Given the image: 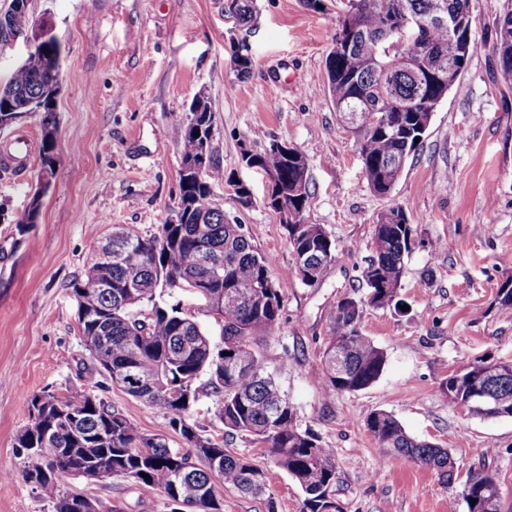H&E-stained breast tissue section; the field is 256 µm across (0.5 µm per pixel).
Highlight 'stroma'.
<instances>
[{"label": "stroma", "instance_id": "1", "mask_svg": "<svg viewBox=\"0 0 512 512\" xmlns=\"http://www.w3.org/2000/svg\"><path fill=\"white\" fill-rule=\"evenodd\" d=\"M348 0H256V16L235 26L226 0H31L63 49L56 100L59 162L37 224L15 221L38 183L41 117L28 113L0 130V142L31 139V168L18 180L0 169V512H51L25 481L15 446L40 391L87 390L92 360L85 349L70 285L91 265L100 242L121 227L158 234L179 201L180 126L192 100L204 96L213 115L212 150L224 171L214 198L237 217L270 277L286 285L280 323L265 336L268 370L295 407L301 427L333 449L336 498L344 512H467L469 473L495 475L512 512V417L464 414L443 382L470 362H512V311L497 290L512 280V88L496 72V22L507 0H470L472 33L481 46L434 112L417 155L394 196L416 241L405 259L404 311L364 305L361 329L387 356L382 375L356 393L325 395L319 384L329 318L340 297H364L361 271L374 224L387 206L371 190L355 134L328 93L325 58ZM254 62L238 76L234 42ZM297 147L309 167L306 221L321 225L340 256L326 278L300 282L280 214L267 207L269 180L245 166L242 148L271 142ZM251 192L242 205L237 185ZM143 433L182 439L159 409L109 380L96 390ZM384 410L413 438L448 449L457 478L447 485L430 469L386 455L366 429ZM194 418L206 435L268 470L263 497L218 486L223 512H300L304 495L273 468L259 442L229 436L203 399ZM109 512H169L156 490L122 478L110 484L65 478Z\"/></svg>", "mask_w": 512, "mask_h": 512}]
</instances>
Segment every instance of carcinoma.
Here are the masks:
<instances>
[{"label":"carcinoma","instance_id":"carcinoma-1","mask_svg":"<svg viewBox=\"0 0 512 512\" xmlns=\"http://www.w3.org/2000/svg\"><path fill=\"white\" fill-rule=\"evenodd\" d=\"M359 2L354 24L362 35L350 50H339L346 30L351 2ZM3 17L8 30L26 35L35 26L31 7L25 5ZM230 16L245 26L253 18L254 0H233ZM347 14L339 19L331 50L325 58L329 96L336 111L350 106L359 113L357 147L368 183L374 193L389 199L385 211L403 212L392 199L401 171L390 167L392 159H408L419 150L415 138L424 137L431 113L447 97L463 67L478 52L472 39L470 0H348ZM459 18L458 39L469 42L468 51L448 65L453 36L448 27L432 23L419 36L382 41L381 24L391 19L400 24L403 14L429 18L438 6ZM62 50L54 37L29 53L24 65L0 83V111L17 119L27 112L55 117V92L60 83ZM499 79L512 86V10L498 20L496 33ZM388 69L380 79L373 69ZM208 103L190 112L181 125L182 162L198 155L203 140L212 134ZM251 167L278 173L272 185L270 206L292 203L294 221L288 232L295 261L313 267L312 280L322 281L336 264V241L319 224H308V165L297 166L274 147L242 157ZM223 172L211 164L206 181L179 172L177 223H165L149 238L118 231L112 234V261L104 264V276L112 287H88L87 277L71 284L81 300L78 318L85 349L93 363L91 373L112 380L130 396L160 409L179 431L184 446L172 448L166 438L140 432L117 407L99 397L50 392L64 422L50 437L48 450L38 451L41 440L17 434L24 453V478H39L38 489L50 502L52 512H77L76 488L62 487L64 477L80 478L95 459L112 460V474L138 487L154 489L180 512L178 492L186 485L198 491L197 512H222L216 483L252 496L266 492V470L203 435L194 419V408L212 399L215 416L229 429L261 443L276 468L302 489L301 512H343L336 504V459L333 449L320 437L301 428L294 406L281 394L265 369L257 347L263 336L279 324L284 307V287H265L271 281L267 258L256 251L244 226L224 214L214 202L212 186ZM413 224L376 221L372 255L361 276L369 289L367 300L346 297L337 301L331 314L324 358L346 350L341 373L324 366L320 379L328 394L354 393L368 388L382 374L386 355L360 331L363 303L399 309V290L404 257L415 239ZM175 256L166 265L167 253ZM206 303L224 297L220 341L215 342L180 303H161L157 296L174 289V277ZM501 362L475 361L468 370L453 374L442 390L464 398L476 386L488 385L507 398L512 408V376H505ZM206 381L201 383V376ZM366 427L378 447L395 459L412 460L433 470L442 482H451L448 450L407 434L397 418L375 411ZM498 486L493 474L471 472L463 485L468 512H500Z\"/></svg>","mask_w":512,"mask_h":512}]
</instances>
